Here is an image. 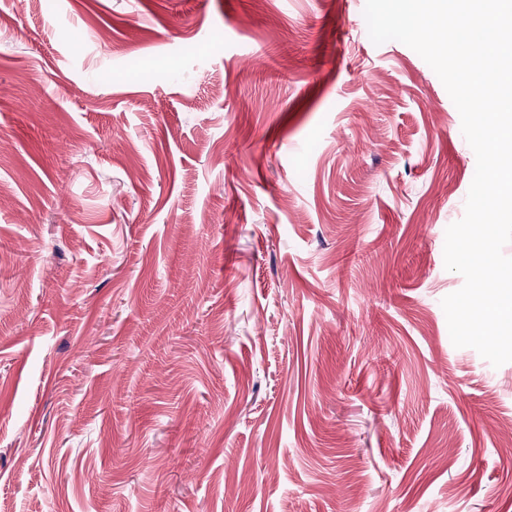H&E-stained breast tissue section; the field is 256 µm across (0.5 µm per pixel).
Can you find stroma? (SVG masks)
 I'll use <instances>...</instances> for the list:
<instances>
[{
  "instance_id": "obj_1",
  "label": "stroma",
  "mask_w": 512,
  "mask_h": 512,
  "mask_svg": "<svg viewBox=\"0 0 512 512\" xmlns=\"http://www.w3.org/2000/svg\"><path fill=\"white\" fill-rule=\"evenodd\" d=\"M364 6L0 0V512H512L476 157Z\"/></svg>"
}]
</instances>
